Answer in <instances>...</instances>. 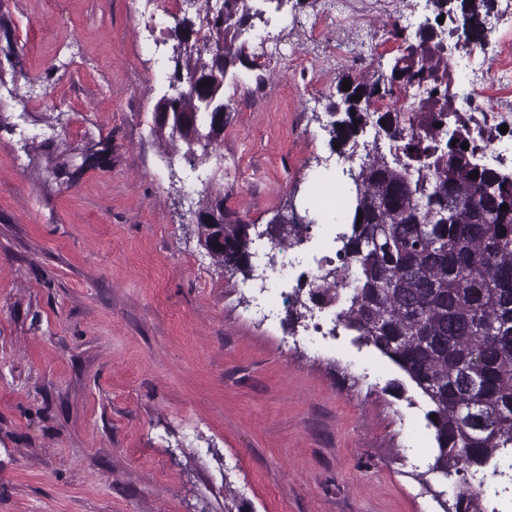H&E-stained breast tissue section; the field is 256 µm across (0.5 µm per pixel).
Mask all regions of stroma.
<instances>
[{
  "mask_svg": "<svg viewBox=\"0 0 512 512\" xmlns=\"http://www.w3.org/2000/svg\"><path fill=\"white\" fill-rule=\"evenodd\" d=\"M169 8L197 11L0 0L20 73L0 95V512H443L454 495L429 471L430 406L406 376L333 334L334 309L314 344L285 311L259 320L254 293L199 246L190 212L215 163L190 167L151 133ZM263 8L250 68L224 85V206L261 229L308 210L298 282L311 254L339 247L311 207L342 186L324 129L336 79L400 53L393 38L373 55L358 30L411 38L429 10L361 9L317 43L323 0ZM285 28L305 68L261 54ZM102 140L109 152L72 179L48 178L59 154Z\"/></svg>",
  "mask_w": 512,
  "mask_h": 512,
  "instance_id": "1",
  "label": "stroma"
}]
</instances>
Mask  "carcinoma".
Returning a JSON list of instances; mask_svg holds the SVG:
<instances>
[{
	"label": "carcinoma",
	"mask_w": 512,
	"mask_h": 512,
	"mask_svg": "<svg viewBox=\"0 0 512 512\" xmlns=\"http://www.w3.org/2000/svg\"><path fill=\"white\" fill-rule=\"evenodd\" d=\"M427 2L434 17L420 30L458 11L463 45L485 47L491 0ZM263 15L250 0H222L202 16H174L167 69L182 90L157 99L152 132L170 129L169 144L182 142L192 167L224 143V82L246 58ZM416 36L374 79L345 75L336 83L325 126L336 153L353 154L369 126L373 146L358 166L342 169L346 201L336 221L349 230L339 237V265L324 271L308 301L296 292L288 322L298 323L310 302L334 307L337 325L396 365L431 406L437 454L430 472L456 478L462 512H483L464 489L467 476L512 450V173L478 168L474 151L462 148L466 127L448 131V116L461 111L449 89L448 54ZM413 86L423 97L407 110L397 106L398 93ZM96 156L73 153L53 175ZM199 209V245L224 273L249 280L252 225L224 219L221 191L205 193ZM269 223L288 225L276 243L289 248L309 230L292 223L288 208Z\"/></svg>",
	"instance_id": "carcinoma-1"
}]
</instances>
